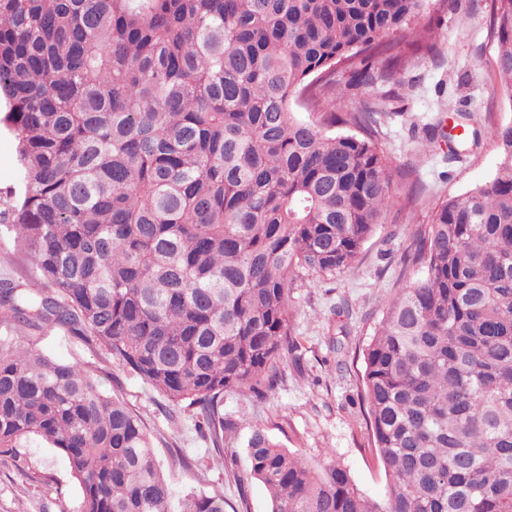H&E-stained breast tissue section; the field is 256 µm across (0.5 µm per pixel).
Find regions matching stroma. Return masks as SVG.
I'll return each instance as SVG.
<instances>
[{
    "label": "stroma",
    "instance_id": "35a3bbf8",
    "mask_svg": "<svg viewBox=\"0 0 512 512\" xmlns=\"http://www.w3.org/2000/svg\"><path fill=\"white\" fill-rule=\"evenodd\" d=\"M492 0H428L415 27L432 28L437 52L411 63L397 99L375 113L373 137L392 169L411 170L419 191L392 185L390 200L353 265L333 276L307 275L288 290L294 348L279 364L280 381L264 398L228 393L224 417L237 426L215 453L190 410L170 405L139 376L105 361L95 347L54 327L38 331L35 348L76 363L101 390L142 419L176 495L218 494L226 512H270L261 482L248 473L244 442L260 426L281 447L308 459L333 452L355 484L384 500L386 476L366 425L362 351L387 302L412 279L404 255L442 201L464 195L495 173L500 149L488 131L512 123V95L495 71ZM472 115L477 142L449 160L447 140L428 146L426 132L451 125L457 111ZM36 287L37 273L21 246L0 233V280ZM17 466L0 459V512H80L81 490L66 459L44 444L23 451Z\"/></svg>",
    "mask_w": 512,
    "mask_h": 512
}]
</instances>
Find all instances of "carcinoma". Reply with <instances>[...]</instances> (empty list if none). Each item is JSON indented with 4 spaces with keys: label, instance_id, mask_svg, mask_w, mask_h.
I'll return each mask as SVG.
<instances>
[{
    "label": "carcinoma",
    "instance_id": "1",
    "mask_svg": "<svg viewBox=\"0 0 512 512\" xmlns=\"http://www.w3.org/2000/svg\"><path fill=\"white\" fill-rule=\"evenodd\" d=\"M428 0H0V129L18 186L0 223L38 287L0 280L11 331L61 326L196 411L224 453V394H263L290 348L288 288L348 269L388 204L376 104L434 54L409 20ZM512 92V0H494ZM303 99L316 118L295 116ZM493 178L436 208L363 350L380 504L328 458L254 427L245 449L270 512H512V123ZM60 451L81 512L174 506L141 420L78 365L0 336V455Z\"/></svg>",
    "mask_w": 512,
    "mask_h": 512
}]
</instances>
